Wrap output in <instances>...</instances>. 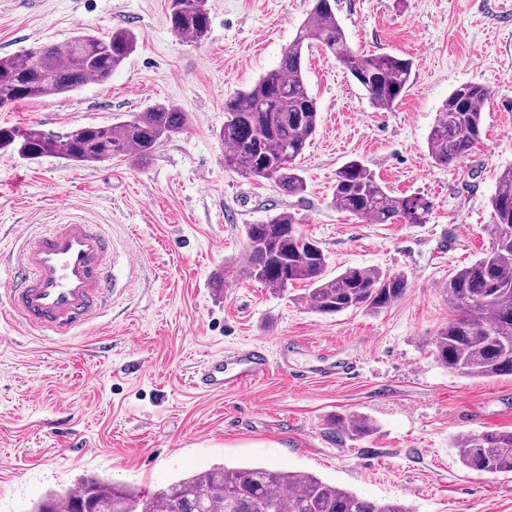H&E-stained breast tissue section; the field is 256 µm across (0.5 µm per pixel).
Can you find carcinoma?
Here are the masks:
<instances>
[{
	"label": "carcinoma",
	"mask_w": 512,
	"mask_h": 512,
	"mask_svg": "<svg viewBox=\"0 0 512 512\" xmlns=\"http://www.w3.org/2000/svg\"><path fill=\"white\" fill-rule=\"evenodd\" d=\"M171 31L194 43L209 32L208 0H167ZM319 46L348 69L362 68V85L372 107L389 111L411 86L413 61L393 53L353 51L336 17V7L312 0L304 23L284 50L277 68L250 88L224 98V127L218 136L227 151L224 166L246 178L272 181L290 195L306 191L298 166L316 133L318 107L304 82L306 52ZM136 48L127 29L107 35L78 32L63 45L49 44L0 57V105L57 97L88 81L108 82ZM489 87L464 83L443 105L428 136L429 155L440 167L467 157L483 133L482 107ZM185 113L156 103L127 121L110 126H76L64 132L0 127V152L21 160L64 159L91 166L129 155L144 165L156 146L186 127ZM336 208L372 224H425L431 202L423 195L395 196L363 162L350 160L337 172ZM491 246L448 277L443 289L454 312L432 340L436 360L449 372L468 377L512 376V167L502 171L490 199ZM248 278L283 291L308 286L311 307L321 314L347 310L380 312L401 298L408 282L401 273L349 267L327 275L328 261L314 241L297 234L288 212L245 226ZM333 424L356 440L370 437L365 415L336 416ZM455 448L461 466L480 475L512 476V431L461 435ZM32 512H412L402 502L380 504L323 481L308 472L262 466H216L182 478L154 493L86 480L74 492L50 494Z\"/></svg>",
	"instance_id": "1"
}]
</instances>
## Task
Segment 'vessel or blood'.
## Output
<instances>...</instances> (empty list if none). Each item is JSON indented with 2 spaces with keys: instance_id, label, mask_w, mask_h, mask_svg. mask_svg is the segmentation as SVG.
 Wrapping results in <instances>:
<instances>
[{
  "instance_id": "vessel-or-blood-1",
  "label": "vessel or blood",
  "mask_w": 512,
  "mask_h": 512,
  "mask_svg": "<svg viewBox=\"0 0 512 512\" xmlns=\"http://www.w3.org/2000/svg\"><path fill=\"white\" fill-rule=\"evenodd\" d=\"M114 261L113 238L77 217L29 234L8 267L11 317L49 337L74 335L111 304ZM270 362L266 347H242L205 362L194 382L218 392L247 385L263 377Z\"/></svg>"
}]
</instances>
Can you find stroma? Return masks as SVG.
Returning a JSON list of instances; mask_svg holds the SVG:
<instances>
[{
  "label": "stroma",
  "instance_id": "35a3bbf8",
  "mask_svg": "<svg viewBox=\"0 0 512 512\" xmlns=\"http://www.w3.org/2000/svg\"><path fill=\"white\" fill-rule=\"evenodd\" d=\"M209 5L210 33L195 44L171 32L166 0H0V56L81 30L137 37L108 83L0 110V126H107L158 101L187 116L143 166L127 156L81 167L0 155V252L74 214L140 259L131 271L116 266L122 295L66 339L23 333L0 297V512H31L86 479L154 492L220 464L310 472L414 512H512V478L468 473L453 447L464 434L512 430V376L450 373L431 346L451 316L450 274L491 245L489 200L512 165V0H338L352 49L412 58V86L376 111L334 56L312 48L304 79L319 122L298 196L226 168L218 132L224 98L278 66L311 0ZM468 82L491 90L482 138L455 166H437L428 134ZM352 159L394 195H425L428 223L339 211L336 172ZM284 211L324 250L329 276L375 267L405 274L406 293L379 313L329 315L303 300L302 284L278 293L249 279L245 225ZM280 344L287 360L272 357L250 385L211 392L192 382L209 356ZM321 358L353 360L357 371L319 373ZM339 414L370 417L374 433L359 441L336 431ZM73 437L87 455L71 453Z\"/></svg>",
  "mask_w": 512,
  "mask_h": 512
}]
</instances>
